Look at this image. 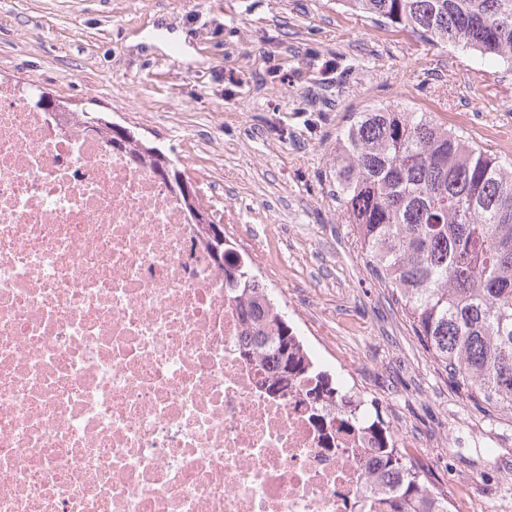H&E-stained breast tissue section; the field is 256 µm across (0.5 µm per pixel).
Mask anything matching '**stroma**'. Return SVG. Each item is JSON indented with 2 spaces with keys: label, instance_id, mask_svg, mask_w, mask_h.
Returning <instances> with one entry per match:
<instances>
[{
  "label": "stroma",
  "instance_id": "35a3bbf8",
  "mask_svg": "<svg viewBox=\"0 0 512 512\" xmlns=\"http://www.w3.org/2000/svg\"><path fill=\"white\" fill-rule=\"evenodd\" d=\"M0 79L35 81L162 149L282 307L358 357L356 382L412 462L491 503L512 483V409L471 400L370 276L331 177L350 113H433L512 160V72L376 27L337 0H0ZM454 437L446 467L431 440Z\"/></svg>",
  "mask_w": 512,
  "mask_h": 512
}]
</instances>
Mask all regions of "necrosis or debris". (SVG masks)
I'll use <instances>...</instances> for the list:
<instances>
[{
    "mask_svg": "<svg viewBox=\"0 0 512 512\" xmlns=\"http://www.w3.org/2000/svg\"><path fill=\"white\" fill-rule=\"evenodd\" d=\"M247 341L179 196L0 86V512H359L370 451Z\"/></svg>",
    "mask_w": 512,
    "mask_h": 512,
    "instance_id": "necrosis-or-debris-1",
    "label": "necrosis or debris"
}]
</instances>
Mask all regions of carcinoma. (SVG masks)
Returning a JSON list of instances; mask_svg holds the SVG:
<instances>
[{"mask_svg":"<svg viewBox=\"0 0 512 512\" xmlns=\"http://www.w3.org/2000/svg\"><path fill=\"white\" fill-rule=\"evenodd\" d=\"M372 23L402 28L446 47L461 45L512 71V0H339ZM112 146L156 169L154 146L139 138ZM336 200L366 253L367 271L409 319L413 332L469 398L512 408V167L429 112L379 107L352 113L337 138ZM225 287L253 342L243 355H269L262 387L287 396L331 380L320 410L343 409L371 441L382 495L368 512H451L379 416L337 385L303 350L297 329L254 272L225 243Z\"/></svg>","mask_w":512,"mask_h":512,"instance_id":"carcinoma-1","label":"carcinoma"}]
</instances>
